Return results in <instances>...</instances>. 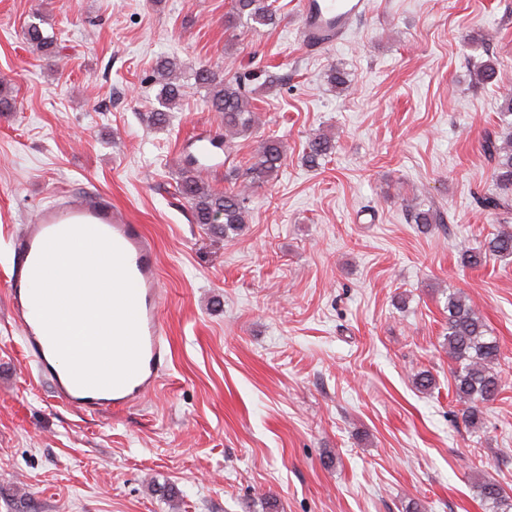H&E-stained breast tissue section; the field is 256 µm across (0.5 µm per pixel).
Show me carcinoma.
<instances>
[{"instance_id": "cac0c4a2", "label": "carcinoma", "mask_w": 512, "mask_h": 512, "mask_svg": "<svg viewBox=\"0 0 512 512\" xmlns=\"http://www.w3.org/2000/svg\"><path fill=\"white\" fill-rule=\"evenodd\" d=\"M280 22L278 8L272 0H235L234 9L225 16V26L236 30L247 24L252 28L266 26L273 28ZM26 40L41 51L51 54L55 49L53 37L32 26L26 32ZM175 63L162 59L156 65V80L160 85L157 100L160 107L148 116L154 125L166 122V110L179 102L184 95L185 84L174 75ZM477 82L488 84L497 76L493 60L481 62L476 71ZM194 85L207 91L206 102L211 111L219 114L224 121V148H230L229 136L248 133L255 123L247 84L240 77L227 76L222 71L199 68L191 74ZM498 126L512 130V90L501 93V104L497 112ZM482 149L493 164L495 181L503 195L486 194L478 198L485 210L506 209L509 206L504 195L512 191V137L503 143L493 134L486 135ZM330 138L322 135L313 137L308 144L305 163L315 168L331 153ZM285 149L281 142L268 139L259 143L253 162L241 173L246 186L230 191H215L208 188L200 178V170L188 161L184 175L178 185V193L192 208L193 221L209 226L213 234L228 238L243 231L246 224L250 195L248 190L268 184L282 165ZM414 223L425 228L432 225L443 227L447 224V213L432 205L426 209L414 204L410 208ZM491 254L502 261H512V228L505 225L488 234L482 249L462 250L464 263L478 266L482 254ZM447 345L448 355L458 363L453 371L454 389L458 402L463 406L462 416L472 425L477 424L486 404L493 402L502 392L503 385L495 365L500 363L501 349L497 341L488 337L487 326L481 315L460 293L448 294ZM477 489L481 500L490 506L492 512H512V498L495 481L483 479Z\"/></svg>"}]
</instances>
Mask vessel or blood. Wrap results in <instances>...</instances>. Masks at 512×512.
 Wrapping results in <instances>:
<instances>
[{
  "mask_svg": "<svg viewBox=\"0 0 512 512\" xmlns=\"http://www.w3.org/2000/svg\"><path fill=\"white\" fill-rule=\"evenodd\" d=\"M369 11L370 0H302L303 42L313 50L332 47ZM78 226L98 230L121 249L135 287L140 365L134 376L114 388L80 386L67 369L56 364V353L32 298L33 273L44 244L53 235ZM10 254V315L20 328L27 359L50 382L55 398L76 410L109 411L156 390L167 360L162 295L156 247L140 225L128 220L102 193H72L38 209L30 223L12 235Z\"/></svg>",
  "mask_w": 512,
  "mask_h": 512,
  "instance_id": "obj_1",
  "label": "vessel or blood"
}]
</instances>
